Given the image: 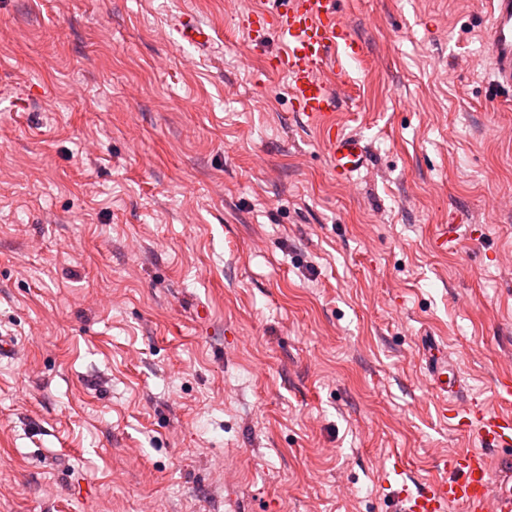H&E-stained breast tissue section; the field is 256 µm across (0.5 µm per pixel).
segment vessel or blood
<instances>
[{"label":"vessel or blood","mask_w":512,"mask_h":512,"mask_svg":"<svg viewBox=\"0 0 512 512\" xmlns=\"http://www.w3.org/2000/svg\"><path fill=\"white\" fill-rule=\"evenodd\" d=\"M339 0H272L271 6H245L239 26L252 50L268 66L290 79L289 95L300 116L320 129L324 151L336 179H351L367 166L366 144L336 126L332 112L336 98L325 80L340 56L361 49L351 27L339 18ZM491 25L485 52L492 62L497 92L512 95V0H489ZM279 47L270 50L269 38ZM432 385L443 396L442 415L449 424L476 432L480 447L449 456L447 476L397 494L396 512H512V476L492 475V452H512V410L492 412L468 398L454 369L444 364L438 349L429 351Z\"/></svg>","instance_id":"1"}]
</instances>
